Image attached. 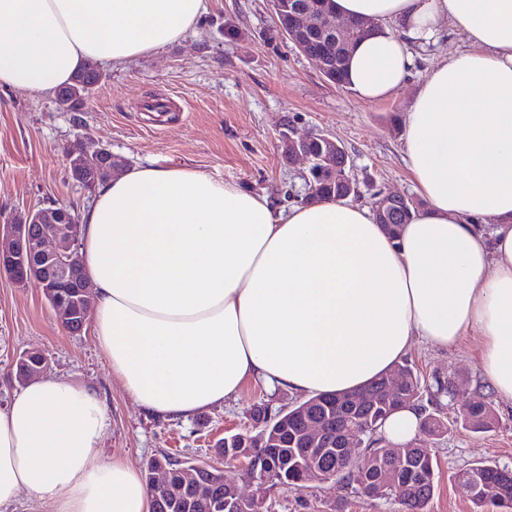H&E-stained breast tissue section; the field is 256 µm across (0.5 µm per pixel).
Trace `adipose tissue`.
<instances>
[{"mask_svg": "<svg viewBox=\"0 0 512 512\" xmlns=\"http://www.w3.org/2000/svg\"><path fill=\"white\" fill-rule=\"evenodd\" d=\"M377 31L347 86L396 96L418 56L460 33L405 112L423 199L390 237L369 207L290 208L190 168L142 166L82 215L92 331L145 411L188 417L246 383L307 397L357 390L414 339L480 336V365L512 401V0H330ZM207 0H0V89L49 91L87 62L125 66L181 39ZM110 418L77 380L40 379L0 407V512L21 493L54 512H151L137 469L102 457Z\"/></svg>", "mask_w": 512, "mask_h": 512, "instance_id": "obj_1", "label": "adipose tissue"}]
</instances>
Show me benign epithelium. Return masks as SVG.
I'll return each instance as SVG.
<instances>
[{"label": "benign epithelium", "instance_id": "1", "mask_svg": "<svg viewBox=\"0 0 512 512\" xmlns=\"http://www.w3.org/2000/svg\"><path fill=\"white\" fill-rule=\"evenodd\" d=\"M277 27L294 47L307 57L318 72L325 78L329 77L332 52L315 57L309 54L310 40L320 36L328 41V45L348 46L356 35H368L378 29L374 22L358 21L353 25L338 19L330 12L321 8L322 0H302L293 6L286 5L285 0H270ZM288 156L297 157L307 164L308 173H313L315 156L309 151L308 145L316 142L320 150V174L327 180L346 176L351 169V161L344 148L333 138L316 135L295 139L291 135H283ZM343 153L341 164H336V153ZM104 156L115 163L109 170L114 173L118 166L126 165L122 159L115 158L106 148H90L84 146L69 158V169L76 181H81L82 162L91 154ZM412 198L405 195H393L386 192L377 194L376 207L381 219L388 223L401 219ZM82 224L78 216L65 206H50L33 209L26 214L0 221V272H5L14 283L34 281L41 288L45 299L55 309L63 328L78 334L85 328L89 319V306L92 294L86 278L78 277L79 245L82 237ZM35 352L23 354L19 381L25 382L44 372L45 360L28 363V358ZM302 425L295 441L303 444L304 451L309 455L324 452L330 447L331 435L325 421L312 416L300 417ZM362 432L356 421L346 423L336 430L335 451L343 461H352V449L362 447ZM406 448L383 449L384 461L380 463L378 478L371 486V494L396 485L401 481V471L391 463L394 458L404 457ZM244 463L250 479H257V474H266L273 464L272 457L252 450L246 454L231 457ZM210 469L203 464H194L184 469L182 484L169 485V470L160 462L151 471L150 484L155 488L168 491L173 507L189 512L195 500L209 497L212 485L205 479L204 473ZM466 490L476 498L501 500L497 485L483 482L472 476L466 484ZM248 499L238 494L229 484H224V494L215 498V507L220 512H241Z\"/></svg>", "mask_w": 512, "mask_h": 512}]
</instances>
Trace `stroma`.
Here are the masks:
<instances>
[{
    "instance_id": "35a3bbf8",
    "label": "stroma",
    "mask_w": 512,
    "mask_h": 512,
    "mask_svg": "<svg viewBox=\"0 0 512 512\" xmlns=\"http://www.w3.org/2000/svg\"><path fill=\"white\" fill-rule=\"evenodd\" d=\"M101 79L79 109L54 92L0 90V219L55 203L78 212L94 191L75 182L67 155L82 143L112 151L129 166L188 167L214 180L268 195L278 207L307 193L306 166L288 161L281 135L325 134L347 150L351 175L368 206L377 191L416 196L404 154V128L395 125L408 92L368 102L325 80L279 32L270 0H210L209 11L178 42L124 67L99 66ZM481 339L470 333L453 346L416 343L404 361L423 386L456 374L458 401L483 400L496 413L487 431L453 427L436 439L419 435L437 462L428 512H472L455 475L478 461L512 467V402L487 385L479 363ZM41 352L45 377L76 379L96 389L111 426L102 456L137 470L166 453L215 463V445L249 428L259 404L289 407L297 395L269 396L248 384L237 400L188 418L144 411L122 388L91 328L67 333L36 284L18 286L0 276V405L20 389L15 361ZM275 512H403L391 498L357 493L341 480L297 490L272 488Z\"/></svg>"
}]
</instances>
